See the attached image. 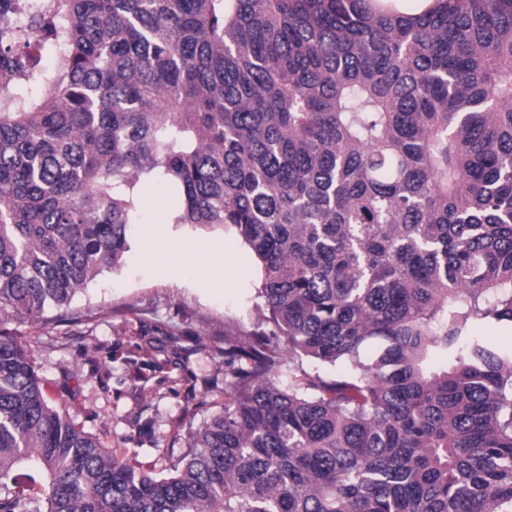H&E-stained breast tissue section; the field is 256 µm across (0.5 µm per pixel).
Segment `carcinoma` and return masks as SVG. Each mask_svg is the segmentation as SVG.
I'll return each instance as SVG.
<instances>
[{
  "label": "carcinoma",
  "mask_w": 512,
  "mask_h": 512,
  "mask_svg": "<svg viewBox=\"0 0 512 512\" xmlns=\"http://www.w3.org/2000/svg\"><path fill=\"white\" fill-rule=\"evenodd\" d=\"M0 100V512H512V350L474 334L512 323V0H0ZM159 187L273 327L224 337L167 476L3 327L119 267Z\"/></svg>",
  "instance_id": "cac0c4a2"
}]
</instances>
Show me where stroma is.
Returning <instances> with one entry per match:
<instances>
[{
	"label": "stroma",
	"mask_w": 512,
	"mask_h": 512,
	"mask_svg": "<svg viewBox=\"0 0 512 512\" xmlns=\"http://www.w3.org/2000/svg\"><path fill=\"white\" fill-rule=\"evenodd\" d=\"M223 245V287L208 262L160 276L141 258L147 237ZM257 262L229 229L166 224L142 210L118 268L75 293L62 314L10 322L49 402L105 448L164 475L187 452L189 428L224 409V336L256 329Z\"/></svg>",
	"instance_id": "obj_1"
}]
</instances>
